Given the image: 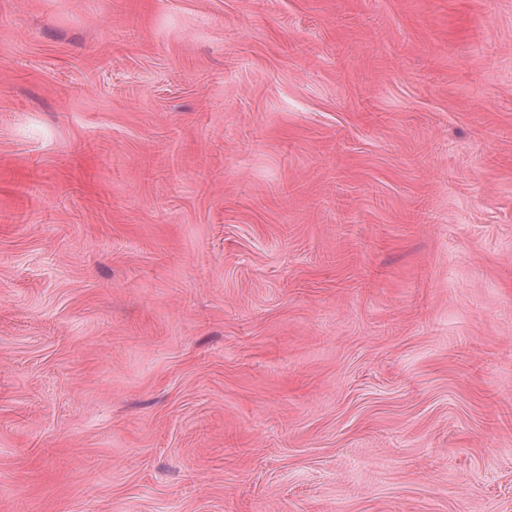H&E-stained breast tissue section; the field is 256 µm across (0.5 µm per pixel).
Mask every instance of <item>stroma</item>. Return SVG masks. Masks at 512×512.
I'll use <instances>...</instances> for the list:
<instances>
[{
  "mask_svg": "<svg viewBox=\"0 0 512 512\" xmlns=\"http://www.w3.org/2000/svg\"><path fill=\"white\" fill-rule=\"evenodd\" d=\"M0 512H512V0H0Z\"/></svg>",
  "mask_w": 512,
  "mask_h": 512,
  "instance_id": "obj_1",
  "label": "stroma"
}]
</instances>
